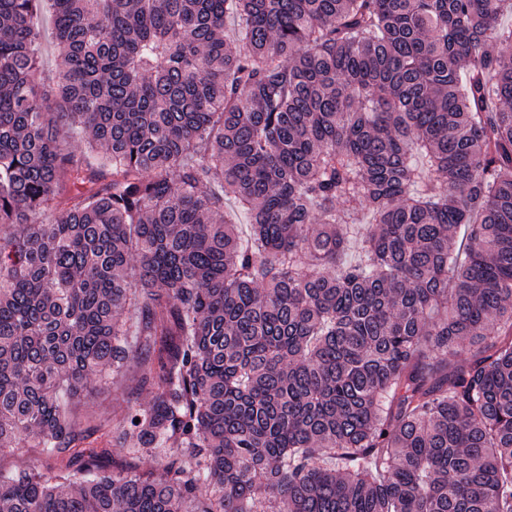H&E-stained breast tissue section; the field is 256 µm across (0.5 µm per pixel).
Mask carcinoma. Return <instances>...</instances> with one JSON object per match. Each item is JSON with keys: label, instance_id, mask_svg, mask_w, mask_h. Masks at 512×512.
<instances>
[{"label": "carcinoma", "instance_id": "1", "mask_svg": "<svg viewBox=\"0 0 512 512\" xmlns=\"http://www.w3.org/2000/svg\"><path fill=\"white\" fill-rule=\"evenodd\" d=\"M39 2L0 0V453L54 466L0 512H512V0H48L54 102ZM131 306L153 396L85 446L59 392ZM46 30L43 35V50L41 57V75L40 84L42 90L51 96L54 88V75L56 67V55L55 43L52 39L51 27L49 23L45 22ZM29 441L20 440L17 447L10 453L0 457V470L2 472H12L20 468L31 467L32 465L41 467L46 466L48 460L39 454L38 448H29Z\"/></svg>", "mask_w": 512, "mask_h": 512}]
</instances>
